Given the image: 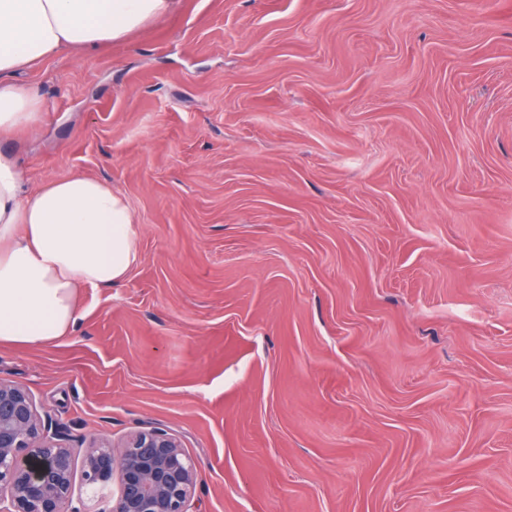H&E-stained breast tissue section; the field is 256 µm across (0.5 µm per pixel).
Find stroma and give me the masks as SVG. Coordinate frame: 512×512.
Wrapping results in <instances>:
<instances>
[{"label": "stroma", "mask_w": 512, "mask_h": 512, "mask_svg": "<svg viewBox=\"0 0 512 512\" xmlns=\"http://www.w3.org/2000/svg\"><path fill=\"white\" fill-rule=\"evenodd\" d=\"M21 79L27 189L139 233L0 344L71 447L168 430L191 512H512V0H180Z\"/></svg>", "instance_id": "35a3bbf8"}]
</instances>
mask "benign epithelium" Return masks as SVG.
Listing matches in <instances>:
<instances>
[{
  "instance_id": "obj_1",
  "label": "benign epithelium",
  "mask_w": 512,
  "mask_h": 512,
  "mask_svg": "<svg viewBox=\"0 0 512 512\" xmlns=\"http://www.w3.org/2000/svg\"><path fill=\"white\" fill-rule=\"evenodd\" d=\"M75 462L29 392L0 382V512H81L73 505ZM196 471L177 440L154 428L131 434L119 447L90 439L81 479L96 493L118 483L112 512H189Z\"/></svg>"
}]
</instances>
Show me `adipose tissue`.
I'll use <instances>...</instances> for the list:
<instances>
[{
  "label": "adipose tissue",
  "instance_id": "ef3b65f1",
  "mask_svg": "<svg viewBox=\"0 0 512 512\" xmlns=\"http://www.w3.org/2000/svg\"><path fill=\"white\" fill-rule=\"evenodd\" d=\"M177 0H0V140L37 126L43 104L18 72L57 55L94 53L166 15ZM127 199L75 174L27 191L0 151V343L35 347L70 334L83 288L121 284L138 259Z\"/></svg>",
  "mask_w": 512,
  "mask_h": 512
}]
</instances>
